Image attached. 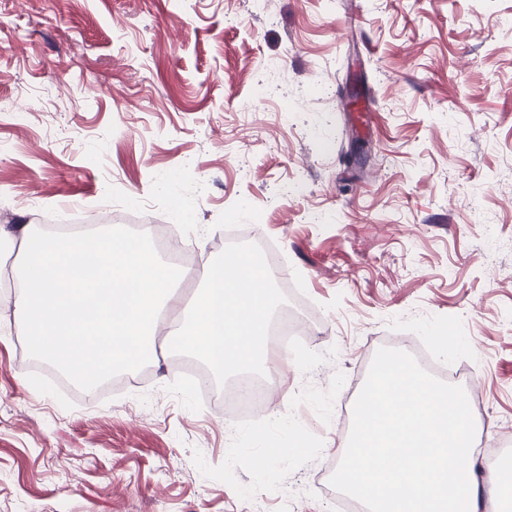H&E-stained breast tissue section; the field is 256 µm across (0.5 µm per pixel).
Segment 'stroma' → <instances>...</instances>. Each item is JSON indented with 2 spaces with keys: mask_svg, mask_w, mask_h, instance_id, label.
Segmentation results:
<instances>
[{
  "mask_svg": "<svg viewBox=\"0 0 512 512\" xmlns=\"http://www.w3.org/2000/svg\"><path fill=\"white\" fill-rule=\"evenodd\" d=\"M0 143V228L112 208L207 261L254 228L313 323L294 412L233 426L178 344L76 400L0 310V512H336L312 479L397 336L474 366L477 444L512 441V0H0Z\"/></svg>",
  "mask_w": 512,
  "mask_h": 512,
  "instance_id": "stroma-1",
  "label": "stroma"
}]
</instances>
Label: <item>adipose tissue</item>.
Instances as JSON below:
<instances>
[{
    "label": "adipose tissue",
    "instance_id": "obj_1",
    "mask_svg": "<svg viewBox=\"0 0 512 512\" xmlns=\"http://www.w3.org/2000/svg\"><path fill=\"white\" fill-rule=\"evenodd\" d=\"M16 290L0 295L33 351L87 387L118 368L150 358L156 316L171 288L201 290L168 325L167 335L216 374L264 368L266 327L275 307L272 272L244 253L189 271L165 265L143 243L104 229L89 237L22 227Z\"/></svg>",
    "mask_w": 512,
    "mask_h": 512
}]
</instances>
